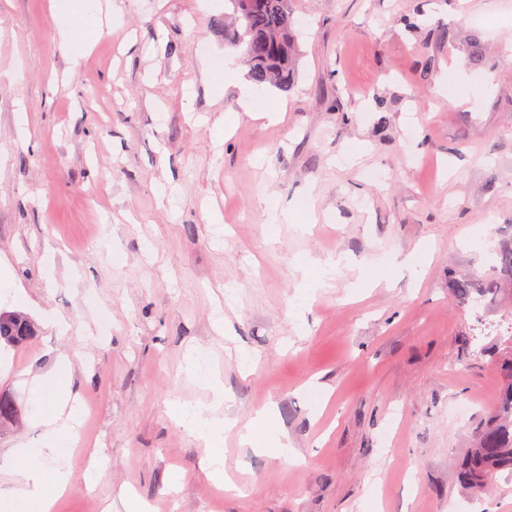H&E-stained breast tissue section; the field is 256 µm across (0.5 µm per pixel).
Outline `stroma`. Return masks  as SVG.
Listing matches in <instances>:
<instances>
[{
	"label": "stroma",
	"instance_id": "stroma-1",
	"mask_svg": "<svg viewBox=\"0 0 512 512\" xmlns=\"http://www.w3.org/2000/svg\"><path fill=\"white\" fill-rule=\"evenodd\" d=\"M114 2L75 69L49 0H0V309L37 327L0 348V454L40 447L31 391L65 355L84 415L55 512H470L458 470L500 390L476 329L512 297L451 283L512 243V0H291L287 91L248 79L224 0ZM197 352L219 416L270 409L259 437L295 452L225 433L233 492L169 411L213 400Z\"/></svg>",
	"mask_w": 512,
	"mask_h": 512
}]
</instances>
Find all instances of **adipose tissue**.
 Returning <instances> with one entry per match:
<instances>
[{
    "instance_id": "1",
    "label": "adipose tissue",
    "mask_w": 512,
    "mask_h": 512,
    "mask_svg": "<svg viewBox=\"0 0 512 512\" xmlns=\"http://www.w3.org/2000/svg\"><path fill=\"white\" fill-rule=\"evenodd\" d=\"M71 362L67 356H59L54 368L39 384L34 397L36 401L52 400L51 414L36 412V424L47 426L48 437L44 447L17 448L0 455V474L9 476L10 485L0 490V508L11 512L21 508L22 512H53L56 500L70 488V472L66 465L65 449L76 447L78 443L76 427L81 413L78 403L68 386L60 385L58 377L70 372ZM173 416L209 452L211 479L222 482L225 489H232V482L224 476V432L239 428L240 444L250 448L261 447L262 442L255 433L254 424L238 426L236 420L218 418L206 407L191 404H171ZM54 461L52 472H45V461Z\"/></svg>"
}]
</instances>
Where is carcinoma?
Returning <instances> with one entry per match:
<instances>
[{
    "instance_id": "cac0c4a2",
    "label": "carcinoma",
    "mask_w": 512,
    "mask_h": 512,
    "mask_svg": "<svg viewBox=\"0 0 512 512\" xmlns=\"http://www.w3.org/2000/svg\"><path fill=\"white\" fill-rule=\"evenodd\" d=\"M232 12L224 24V41L242 50L248 77L256 86L286 90L295 81L298 52L288 0H227ZM512 281V246L498 252L495 275L483 288L466 280L454 282L459 298L469 303L473 294L483 297L502 291L501 279ZM36 336L33 321L20 313L0 310V341L12 347L30 343ZM495 358L501 378L502 399L491 419L475 434L474 448L462 470V480L474 495L489 492L491 482L504 470L512 471V333L499 337Z\"/></svg>"
}]
</instances>
